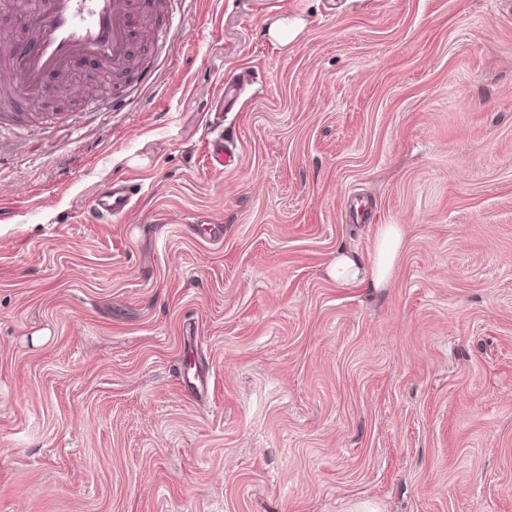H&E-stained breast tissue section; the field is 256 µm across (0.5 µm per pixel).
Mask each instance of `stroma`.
Segmentation results:
<instances>
[{"mask_svg": "<svg viewBox=\"0 0 512 512\" xmlns=\"http://www.w3.org/2000/svg\"><path fill=\"white\" fill-rule=\"evenodd\" d=\"M153 3L0 114V512H512V0ZM135 194L133 185L121 190L112 188L98 192L91 203L89 219L92 222H109L112 217L122 215L129 208ZM402 241L401 225H378L374 251L368 263L364 264L341 251L326 267V274L336 282H353L382 288L390 280Z\"/></svg>", "mask_w": 512, "mask_h": 512, "instance_id": "35a3bbf8", "label": "stroma"}]
</instances>
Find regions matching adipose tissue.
Instances as JSON below:
<instances>
[{"label": "adipose tissue", "mask_w": 512, "mask_h": 512, "mask_svg": "<svg viewBox=\"0 0 512 512\" xmlns=\"http://www.w3.org/2000/svg\"><path fill=\"white\" fill-rule=\"evenodd\" d=\"M403 241L398 224L378 225L375 247L369 262L363 263L345 252H338L328 264L326 274L339 282L364 284L372 288L385 286L393 272Z\"/></svg>", "instance_id": "adipose-tissue-1"}]
</instances>
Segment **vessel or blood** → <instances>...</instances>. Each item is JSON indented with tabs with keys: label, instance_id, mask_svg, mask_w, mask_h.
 Wrapping results in <instances>:
<instances>
[{
	"label": "vessel or blood",
	"instance_id": "obj_1",
	"mask_svg": "<svg viewBox=\"0 0 512 512\" xmlns=\"http://www.w3.org/2000/svg\"><path fill=\"white\" fill-rule=\"evenodd\" d=\"M133 14L134 0H34L17 18L22 41L0 64V79L17 91L42 93L51 84L71 80L84 60L119 69L135 38ZM134 195L130 185L98 192L90 220L107 222L122 215Z\"/></svg>",
	"mask_w": 512,
	"mask_h": 512
}]
</instances>
